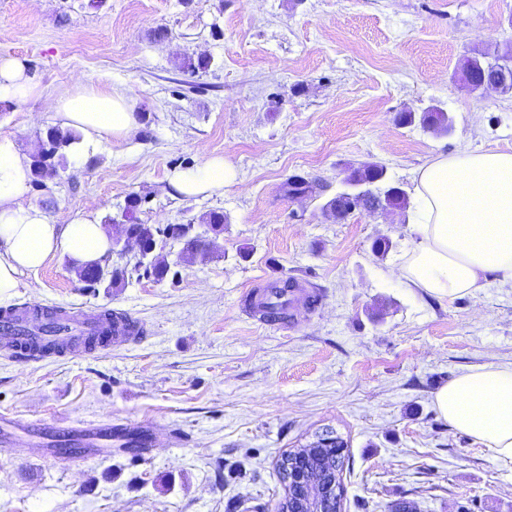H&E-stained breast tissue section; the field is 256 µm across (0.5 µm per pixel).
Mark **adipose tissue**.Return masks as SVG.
I'll return each instance as SVG.
<instances>
[{"instance_id": "1", "label": "adipose tissue", "mask_w": 512, "mask_h": 512, "mask_svg": "<svg viewBox=\"0 0 512 512\" xmlns=\"http://www.w3.org/2000/svg\"><path fill=\"white\" fill-rule=\"evenodd\" d=\"M20 58H0V102L20 104L40 96ZM56 124L78 130L84 142L124 138L137 127L124 92L77 85L50 99ZM31 158L15 140L0 137V306L10 305L22 277L55 255L78 266L103 262L112 240L92 212L53 223L29 199ZM236 177L223 158L195 170L174 171L169 182L184 196L210 194ZM417 210L412 240L389 271L405 287L438 299L473 295L491 283L512 286V152L461 148L441 154L415 173ZM450 426L489 448L512 470V367L483 366L458 375L434 396Z\"/></svg>"}]
</instances>
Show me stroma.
Masks as SVG:
<instances>
[{"mask_svg": "<svg viewBox=\"0 0 512 512\" xmlns=\"http://www.w3.org/2000/svg\"><path fill=\"white\" fill-rule=\"evenodd\" d=\"M512 41V0H0V57H18L42 97L0 102V135L30 151L53 127L46 99L76 80L132 95L137 128L77 147L31 189L57 224L92 208L144 224L220 210L211 258L125 287L78 281L65 256L25 274L16 304L131 313L142 340L97 355L22 363L0 354V416L29 423L143 424L154 444L30 463L0 447V512H272L276 462L332 431L346 445L343 512H512V472L451 428L436 391L461 373L512 365V288L438 300L387 270L409 247L415 205L322 214L350 167L384 166L414 194V172L460 146L512 150V92L460 83L461 55ZM209 60L186 69L184 57ZM445 110L453 130L398 124ZM223 157L236 178L179 196L173 171ZM313 181L307 195L289 179ZM389 239L387 257L373 247ZM311 283L290 318L248 316L247 294Z\"/></svg>", "mask_w": 512, "mask_h": 512, "instance_id": "stroma-1", "label": "stroma"}]
</instances>
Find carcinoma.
Returning a JSON list of instances; mask_svg holds the SVG:
<instances>
[{
    "instance_id": "carcinoma-1",
    "label": "carcinoma",
    "mask_w": 512,
    "mask_h": 512,
    "mask_svg": "<svg viewBox=\"0 0 512 512\" xmlns=\"http://www.w3.org/2000/svg\"><path fill=\"white\" fill-rule=\"evenodd\" d=\"M459 74L464 79L485 78L487 80H503L512 84V44L494 52L493 57L485 54L480 56L467 57L459 62ZM420 121L424 125H436L440 131H448V115L440 109L433 108L423 113L420 118H415L411 112H403L397 117L401 125L412 124ZM81 136L74 130L62 131L58 128H51L47 131L42 142V150L39 154L31 156L32 184L36 187L43 185V179L54 176L58 170L66 169L68 154L74 150V145L79 143ZM385 172L381 165L373 162L362 163L351 169L346 176L345 182L350 189L336 194L322 208L323 215L328 219L345 220L357 208L372 211L377 207L404 209L408 205L406 192L396 186H386L388 193L380 198L372 195L357 196V193L369 188L380 186L384 181ZM141 206V199L138 195H131L127 198L122 211V217L128 224L130 232L137 237L144 245V252L147 256V275L156 280L165 279L170 271V264L165 258L156 254L160 236L158 232L166 231V238L173 241L183 242L180 253V260L185 264L204 262L209 259L210 253L208 244L198 236L190 235L191 228L185 224H167L161 228L153 224H141L137 222L136 212ZM200 223L209 227L213 234L224 232L226 217L224 212L212 210L200 217ZM295 287L294 281L290 278L277 280L267 286L263 293L252 296L248 304L271 316H276L281 308L268 305V300L274 296L288 294V289Z\"/></svg>"
}]
</instances>
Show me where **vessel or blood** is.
Wrapping results in <instances>:
<instances>
[{"instance_id": "b4317fda", "label": "vessel or blood", "mask_w": 512, "mask_h": 512, "mask_svg": "<svg viewBox=\"0 0 512 512\" xmlns=\"http://www.w3.org/2000/svg\"><path fill=\"white\" fill-rule=\"evenodd\" d=\"M65 324L64 331L51 333L47 324L52 318ZM136 319L127 312L103 311L97 318L88 320L76 310L43 307L31 304L0 312V353L26 362H38L46 355L58 357L81 356L111 349L113 344L137 341L134 332ZM48 446L39 448L42 456L67 461L72 459L73 448H92L98 441L112 436L132 434L137 445H147L144 430H129L127 425L88 424L69 427L54 422L48 424Z\"/></svg>"}]
</instances>
